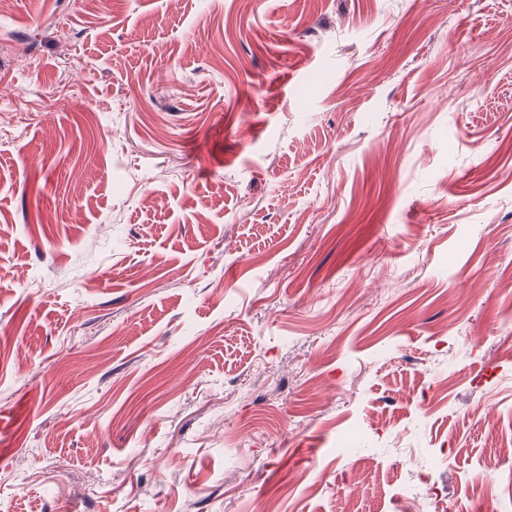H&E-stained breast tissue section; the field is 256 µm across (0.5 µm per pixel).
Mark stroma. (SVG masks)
<instances>
[{
    "mask_svg": "<svg viewBox=\"0 0 512 512\" xmlns=\"http://www.w3.org/2000/svg\"><path fill=\"white\" fill-rule=\"evenodd\" d=\"M0 512H512V0H10Z\"/></svg>",
    "mask_w": 512,
    "mask_h": 512,
    "instance_id": "35a3bbf8",
    "label": "stroma"
}]
</instances>
